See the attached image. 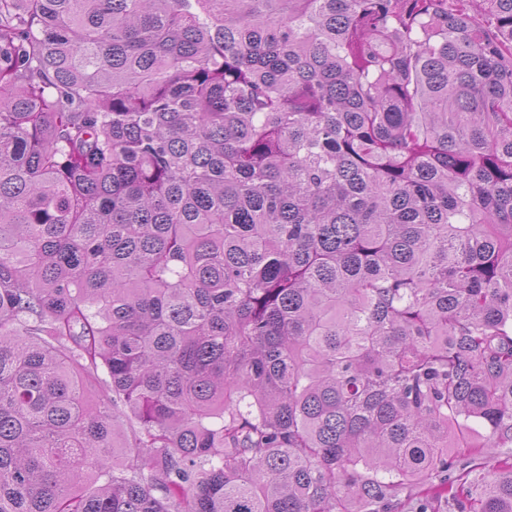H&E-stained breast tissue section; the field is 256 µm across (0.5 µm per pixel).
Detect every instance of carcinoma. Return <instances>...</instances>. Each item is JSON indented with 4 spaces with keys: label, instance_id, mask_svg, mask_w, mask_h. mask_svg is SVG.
<instances>
[{
    "label": "carcinoma",
    "instance_id": "cac0c4a2",
    "mask_svg": "<svg viewBox=\"0 0 512 512\" xmlns=\"http://www.w3.org/2000/svg\"><path fill=\"white\" fill-rule=\"evenodd\" d=\"M488 448L512 0H0V512H512Z\"/></svg>",
    "mask_w": 512,
    "mask_h": 512
}]
</instances>
